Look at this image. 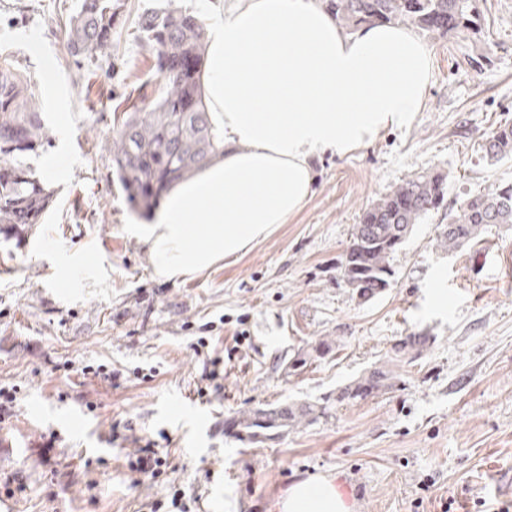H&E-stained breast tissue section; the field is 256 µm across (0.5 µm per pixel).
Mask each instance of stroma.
<instances>
[{
    "label": "stroma",
    "mask_w": 512,
    "mask_h": 512,
    "mask_svg": "<svg viewBox=\"0 0 512 512\" xmlns=\"http://www.w3.org/2000/svg\"><path fill=\"white\" fill-rule=\"evenodd\" d=\"M163 2L123 0L118 40L79 68L59 32L78 0H0V49L54 135L35 163L55 193L44 223L0 235V385L19 390L0 426V473L27 484L0 489V512H141L174 488L201 497L204 512H277L288 488L315 476L336 478L353 512L512 508V284L498 274L512 229L487 225L459 252L439 244L465 198L512 182V159L491 165L482 151L512 123V0H480L476 36L428 39L434 78L408 125L321 157L313 195L287 223L170 280L111 181L109 151L115 106L151 76L138 17ZM422 171L446 175L444 203L394 253L389 288L360 302L339 270L353 226ZM410 334L431 343L393 390L261 443L219 431L226 416L335 394ZM321 340L330 352L289 372ZM216 353L220 390L203 402L196 390ZM98 364L123 371L118 387L82 377ZM137 437L170 452L165 480L134 482L124 458Z\"/></svg>",
    "instance_id": "35a3bbf8"
}]
</instances>
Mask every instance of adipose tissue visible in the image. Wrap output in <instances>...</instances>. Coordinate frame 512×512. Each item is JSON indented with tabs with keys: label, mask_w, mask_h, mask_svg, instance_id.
<instances>
[{
	"label": "adipose tissue",
	"mask_w": 512,
	"mask_h": 512,
	"mask_svg": "<svg viewBox=\"0 0 512 512\" xmlns=\"http://www.w3.org/2000/svg\"><path fill=\"white\" fill-rule=\"evenodd\" d=\"M433 80V54L386 23L343 33L316 0H240L208 21L204 97L224 159L176 186L140 233L156 271L189 275L287 223L313 192V165L406 126ZM279 512H353L334 479L296 483Z\"/></svg>",
	"instance_id": "adipose-tissue-1"
}]
</instances>
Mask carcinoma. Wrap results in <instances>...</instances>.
I'll return each mask as SVG.
<instances>
[{
    "label": "carcinoma",
    "instance_id": "carcinoma-1",
    "mask_svg": "<svg viewBox=\"0 0 512 512\" xmlns=\"http://www.w3.org/2000/svg\"><path fill=\"white\" fill-rule=\"evenodd\" d=\"M120 0H80L62 25L66 46L76 64L112 47ZM322 7L347 34L370 22L413 27L429 36L464 35L478 29L477 0H322ZM154 53L161 91L148 94L145 81L114 109L111 136L113 183L134 210L147 213L175 186L224 157V134L214 125L203 92L208 47L204 21L167 0L160 11L138 22ZM52 144V132L38 98L16 68L11 54L0 51V234H21L43 223L53 192L37 176L30 158ZM484 157L498 162L512 157V125H500L485 139ZM445 198V177L416 174L402 180L366 208L343 252L340 272L359 299L369 301L389 286L390 260L414 226ZM486 224H512V184L466 198L448 214L440 245L454 252L476 243ZM428 336L410 335L392 345L380 363L336 389V406L358 403L396 385L402 367L418 360ZM329 349L320 341L298 354L288 369L307 367L314 355ZM319 402L288 404V415L256 408L238 415L242 430L261 442L294 430L326 414Z\"/></svg>",
    "mask_w": 512,
    "mask_h": 512
}]
</instances>
